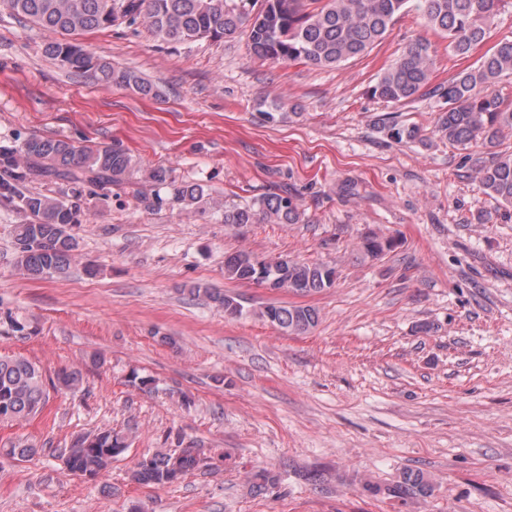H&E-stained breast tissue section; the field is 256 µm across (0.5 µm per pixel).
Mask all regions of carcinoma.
Returning a JSON list of instances; mask_svg holds the SVG:
<instances>
[{"label": "carcinoma", "mask_w": 512, "mask_h": 512, "mask_svg": "<svg viewBox=\"0 0 512 512\" xmlns=\"http://www.w3.org/2000/svg\"><path fill=\"white\" fill-rule=\"evenodd\" d=\"M12 13L29 19L61 36L47 43L43 52L68 70L88 74L96 81L131 87L142 94L152 84L130 70L112 67L90 51L64 39L78 31L112 25L126 18L146 28L163 44L191 45L203 40L218 42L245 35L252 52L275 62L301 61L320 68H336L369 53L391 33L409 0H0ZM425 25L447 40L448 51L466 58L490 37L492 20L501 0H421ZM438 48L415 40L378 77L372 94L394 104H406L424 95H438L448 102L435 129L453 147L480 143L484 156L475 159L473 170L484 194L504 207H512V152L497 150L504 130H512V101L496 90L512 75V40L489 48L475 68H464L448 82L431 85ZM379 128L396 142L418 135L417 127L393 116L379 119ZM131 157L112 146L77 147L66 139L32 137L19 148L0 147V199L23 214L15 225L16 263L30 278L53 270L68 272L76 257L77 242L70 233L79 223L77 203L39 192H24L33 180L60 181L101 188L120 183L131 174ZM153 182L169 187L173 199L187 206L205 201L199 184L178 185L169 170L158 167ZM274 224H296L300 213L292 197L270 194L250 206L224 209L226 224H255L259 219ZM391 242L367 236L361 243L366 257H377ZM227 278L274 284L277 289L308 296L333 287L334 268L280 257L260 259L239 251L224 264ZM261 317L294 335L303 334L319 321L310 305H272ZM83 384L80 370L62 369L55 388L76 390ZM49 394L42 368L23 356H0V422L31 419L46 406ZM127 450L125 437L110 429L75 437L61 457L69 471L97 478L108 472L112 461ZM36 444L19 439L0 454L23 462L37 454ZM205 466L194 448L155 454L137 462L129 478L145 486L173 484ZM430 486L419 472H408L391 493L404 499L425 494Z\"/></svg>", "instance_id": "obj_1"}]
</instances>
